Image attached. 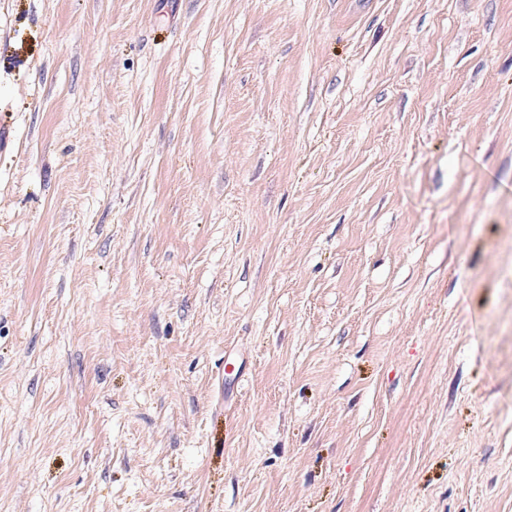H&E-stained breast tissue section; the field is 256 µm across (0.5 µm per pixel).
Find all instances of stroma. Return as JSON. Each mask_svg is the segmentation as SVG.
<instances>
[{
    "label": "stroma",
    "instance_id": "obj_1",
    "mask_svg": "<svg viewBox=\"0 0 512 512\" xmlns=\"http://www.w3.org/2000/svg\"><path fill=\"white\" fill-rule=\"evenodd\" d=\"M0 512H512V0H0Z\"/></svg>",
    "mask_w": 512,
    "mask_h": 512
}]
</instances>
